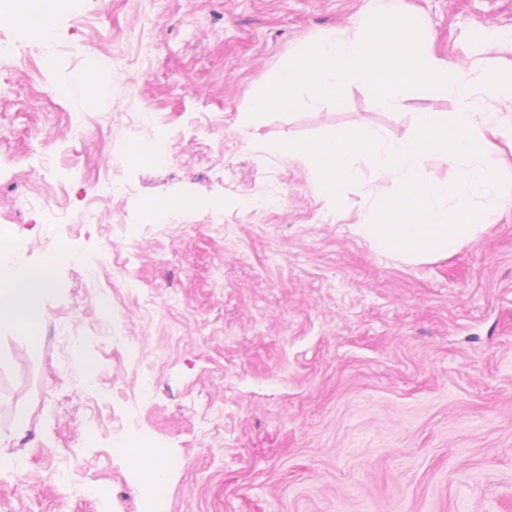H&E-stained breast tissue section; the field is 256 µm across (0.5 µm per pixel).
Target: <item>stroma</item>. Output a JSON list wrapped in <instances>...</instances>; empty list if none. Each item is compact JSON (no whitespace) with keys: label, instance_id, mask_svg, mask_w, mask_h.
<instances>
[{"label":"stroma","instance_id":"35a3bbf8","mask_svg":"<svg viewBox=\"0 0 512 512\" xmlns=\"http://www.w3.org/2000/svg\"><path fill=\"white\" fill-rule=\"evenodd\" d=\"M422 53L512 69V0H386ZM372 0H61L0 68V228L38 267L68 242L35 335L0 331V512H147L119 445L167 468L162 512H512V205L412 260L360 231L397 186L367 163L337 199L273 142L415 134L380 111L256 88ZM95 73L75 109L62 90ZM167 138L164 159L131 144ZM282 206L251 213L250 193ZM178 209L142 223L145 202ZM25 411V434L12 433Z\"/></svg>","mask_w":512,"mask_h":512}]
</instances>
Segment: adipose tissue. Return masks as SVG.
<instances>
[{
	"mask_svg": "<svg viewBox=\"0 0 512 512\" xmlns=\"http://www.w3.org/2000/svg\"><path fill=\"white\" fill-rule=\"evenodd\" d=\"M0 14L13 18L21 40L46 43L54 37V25L49 6H40L17 13L14 0H0ZM67 245H59L47 255L39 270L18 266L10 250L0 244V330L23 329L36 324L43 303L51 291L55 267L67 260Z\"/></svg>",
	"mask_w": 512,
	"mask_h": 512,
	"instance_id": "1",
	"label": "adipose tissue"
}]
</instances>
